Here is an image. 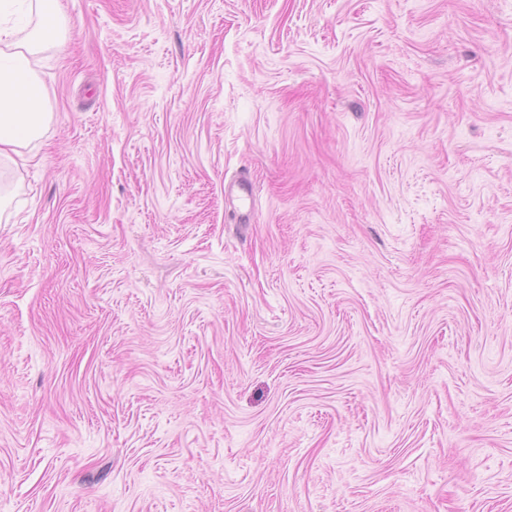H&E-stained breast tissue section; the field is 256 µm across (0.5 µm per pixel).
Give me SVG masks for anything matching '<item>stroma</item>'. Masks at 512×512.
Masks as SVG:
<instances>
[{
  "label": "stroma",
  "instance_id": "obj_1",
  "mask_svg": "<svg viewBox=\"0 0 512 512\" xmlns=\"http://www.w3.org/2000/svg\"><path fill=\"white\" fill-rule=\"evenodd\" d=\"M57 10L0 512H512V0Z\"/></svg>",
  "mask_w": 512,
  "mask_h": 512
}]
</instances>
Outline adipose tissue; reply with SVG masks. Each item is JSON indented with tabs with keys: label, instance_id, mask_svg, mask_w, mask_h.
<instances>
[{
	"label": "adipose tissue",
	"instance_id": "obj_1",
	"mask_svg": "<svg viewBox=\"0 0 512 512\" xmlns=\"http://www.w3.org/2000/svg\"><path fill=\"white\" fill-rule=\"evenodd\" d=\"M42 33L32 30L24 44L0 49V155L35 139L49 119L41 89L26 92L21 80L35 81Z\"/></svg>",
	"mask_w": 512,
	"mask_h": 512
}]
</instances>
